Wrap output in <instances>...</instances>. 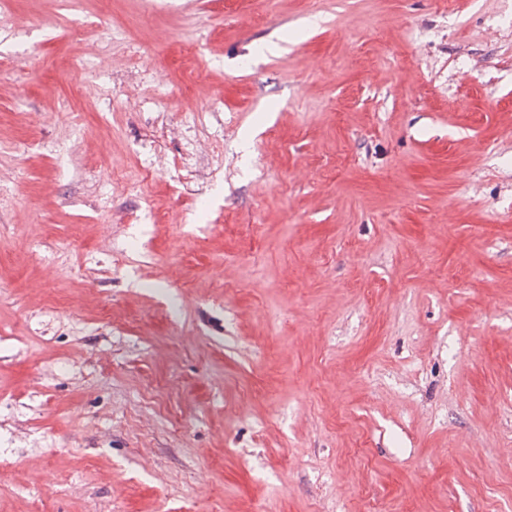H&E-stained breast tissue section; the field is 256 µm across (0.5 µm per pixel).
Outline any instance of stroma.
<instances>
[{"instance_id": "obj_1", "label": "stroma", "mask_w": 512, "mask_h": 512, "mask_svg": "<svg viewBox=\"0 0 512 512\" xmlns=\"http://www.w3.org/2000/svg\"><path fill=\"white\" fill-rule=\"evenodd\" d=\"M456 2L0 0V512H512V0Z\"/></svg>"}]
</instances>
